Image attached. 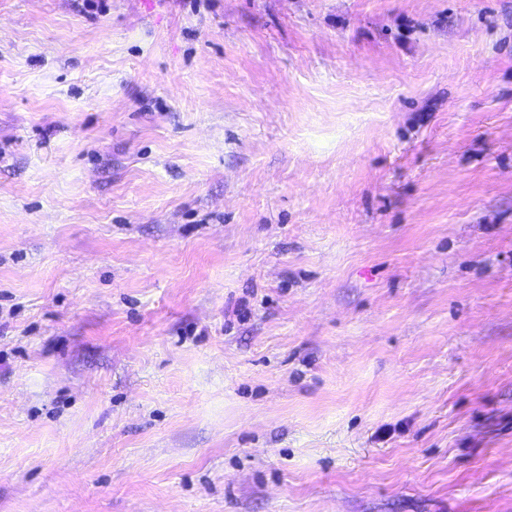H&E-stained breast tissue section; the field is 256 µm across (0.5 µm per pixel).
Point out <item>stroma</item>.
I'll return each mask as SVG.
<instances>
[{
	"mask_svg": "<svg viewBox=\"0 0 512 512\" xmlns=\"http://www.w3.org/2000/svg\"><path fill=\"white\" fill-rule=\"evenodd\" d=\"M0 0V512H512V0Z\"/></svg>",
	"mask_w": 512,
	"mask_h": 512,
	"instance_id": "obj_1",
	"label": "stroma"
}]
</instances>
